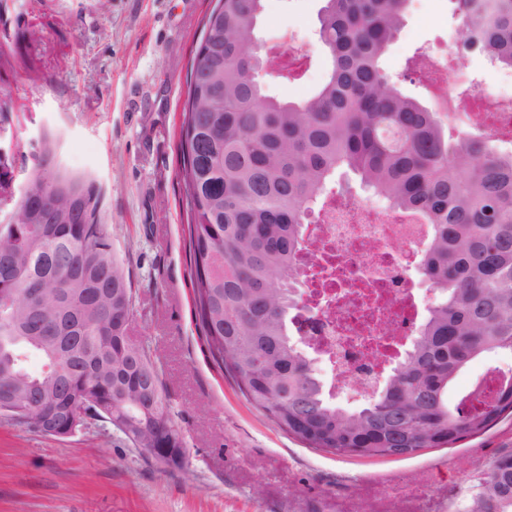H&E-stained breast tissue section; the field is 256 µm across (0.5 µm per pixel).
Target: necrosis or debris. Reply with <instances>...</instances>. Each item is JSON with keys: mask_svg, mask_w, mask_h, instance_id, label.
I'll return each mask as SVG.
<instances>
[{"mask_svg": "<svg viewBox=\"0 0 512 512\" xmlns=\"http://www.w3.org/2000/svg\"><path fill=\"white\" fill-rule=\"evenodd\" d=\"M449 125L491 131L512 144V93L459 92L438 56H425ZM291 328L332 369L339 394L374 391L422 316L412 267L427 227L365 205L331 203L308 224Z\"/></svg>", "mask_w": 512, "mask_h": 512, "instance_id": "4bbe7bcc", "label": "necrosis or debris"}]
</instances>
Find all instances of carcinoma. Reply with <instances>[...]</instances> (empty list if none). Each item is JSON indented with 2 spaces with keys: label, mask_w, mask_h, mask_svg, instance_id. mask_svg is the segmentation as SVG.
<instances>
[{
  "label": "carcinoma",
  "mask_w": 512,
  "mask_h": 512,
  "mask_svg": "<svg viewBox=\"0 0 512 512\" xmlns=\"http://www.w3.org/2000/svg\"><path fill=\"white\" fill-rule=\"evenodd\" d=\"M318 21L326 79L300 102L263 76L298 71L251 48L262 0H217L186 76L179 142L195 319L213 360L245 400L311 448L405 457L481 435L512 415V377L469 411L448 386L472 359L512 353V150L452 136L381 66L407 0H324ZM462 30L512 68V0H454ZM46 137L27 182L46 189L0 207V409L40 432L65 430L67 405L143 451L186 448L150 351L123 336L135 314L130 275L112 246L91 182L55 161ZM356 175L396 212L430 226L419 261L439 291L405 357L358 406L336 403L289 333L304 225L336 172ZM43 360L33 374L28 354ZM458 512H512V454L471 485Z\"/></svg>",
  "instance_id": "1"
}]
</instances>
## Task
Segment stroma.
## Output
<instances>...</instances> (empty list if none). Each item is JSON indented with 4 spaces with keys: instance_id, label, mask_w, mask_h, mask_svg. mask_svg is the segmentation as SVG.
<instances>
[{
    "instance_id": "stroma-1",
    "label": "stroma",
    "mask_w": 512,
    "mask_h": 512,
    "mask_svg": "<svg viewBox=\"0 0 512 512\" xmlns=\"http://www.w3.org/2000/svg\"><path fill=\"white\" fill-rule=\"evenodd\" d=\"M215 0H0V146L25 160L44 136L62 167L87 176L136 292L128 326L161 370L186 446L168 473L109 425L67 438L0 417V512H457L476 474L512 453V421L451 447L361 458L306 447L252 408L213 362L194 317L177 142L185 76ZM322 0H264L266 45L293 38L302 79L267 78L301 101L324 81L315 30ZM452 0H409L385 70L427 99L408 69L456 36ZM461 84H512V69L462 59Z\"/></svg>"
}]
</instances>
